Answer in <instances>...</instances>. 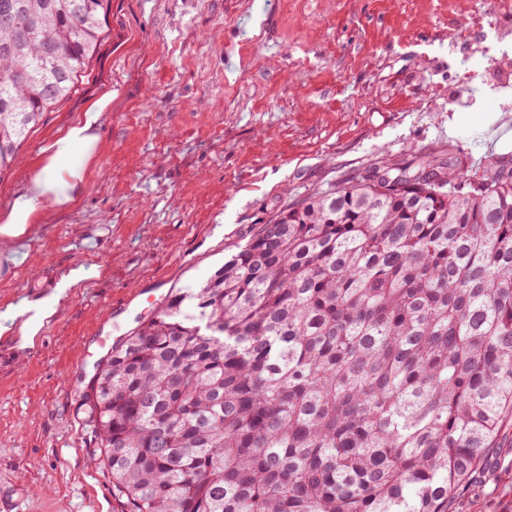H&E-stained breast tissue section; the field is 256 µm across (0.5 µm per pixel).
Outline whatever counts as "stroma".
<instances>
[{
    "instance_id": "35a3bbf8",
    "label": "stroma",
    "mask_w": 512,
    "mask_h": 512,
    "mask_svg": "<svg viewBox=\"0 0 512 512\" xmlns=\"http://www.w3.org/2000/svg\"><path fill=\"white\" fill-rule=\"evenodd\" d=\"M512 0H107L75 91L0 169L111 97L92 191L0 264V313L81 266L34 346L0 335V512H122L82 390L112 344L295 198L429 155L481 174L512 123ZM448 512H512V420Z\"/></svg>"
}]
</instances>
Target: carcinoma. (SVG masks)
I'll list each match as a JSON object with an SVG mask.
<instances>
[{
	"label": "carcinoma",
	"instance_id": "cac0c4a2",
	"mask_svg": "<svg viewBox=\"0 0 512 512\" xmlns=\"http://www.w3.org/2000/svg\"><path fill=\"white\" fill-rule=\"evenodd\" d=\"M9 2L0 168L105 24ZM386 175L296 199L101 361L82 401L124 512H448L512 413V170Z\"/></svg>",
	"mask_w": 512,
	"mask_h": 512
}]
</instances>
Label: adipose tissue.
<instances>
[{
	"label": "adipose tissue",
	"instance_id": "adipose-tissue-1",
	"mask_svg": "<svg viewBox=\"0 0 512 512\" xmlns=\"http://www.w3.org/2000/svg\"><path fill=\"white\" fill-rule=\"evenodd\" d=\"M109 104V98L105 97L82 112L44 149L40 162L27 170L24 189L0 208V247L15 248L29 225L46 220L47 206H70L91 191V167L99 151V129ZM86 277L84 269L71 270L62 277L51 300H25L1 314L0 335L10 332L22 314L27 317L25 338L38 335L68 291L79 287Z\"/></svg>",
	"mask_w": 512,
	"mask_h": 512
}]
</instances>
